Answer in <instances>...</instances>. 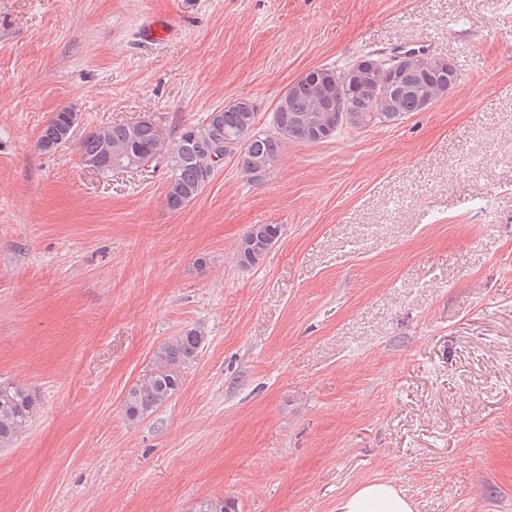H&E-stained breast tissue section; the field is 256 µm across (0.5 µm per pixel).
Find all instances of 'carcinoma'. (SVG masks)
I'll list each match as a JSON object with an SVG mask.
<instances>
[{"label": "carcinoma", "mask_w": 512, "mask_h": 512, "mask_svg": "<svg viewBox=\"0 0 512 512\" xmlns=\"http://www.w3.org/2000/svg\"><path fill=\"white\" fill-rule=\"evenodd\" d=\"M368 67L363 80L347 79L351 67H317L300 77L301 86L281 97L273 113V131H256L257 108L249 97H239L210 113L202 123L182 126L175 137L148 119L119 122L74 135L78 113L63 109L42 127L37 147L52 155L76 143L81 162L101 174L139 169L167 157L169 186L166 206L179 211L194 200L218 170L215 146L237 141L246 172L258 178L278 161L289 140L323 143L345 127L393 123L414 112H424L461 81L453 63L426 64L411 58L394 83L379 69L373 55L363 56ZM281 235L278 224H251L240 238L236 260L244 269L259 266ZM204 336L190 328L161 345L152 368L124 398L125 417L131 422L153 414L171 400L182 384V370L201 353ZM39 395L29 386L0 382V447L23 434L37 413ZM189 512H236L234 504L213 497L197 502Z\"/></svg>", "instance_id": "cac0c4a2"}]
</instances>
